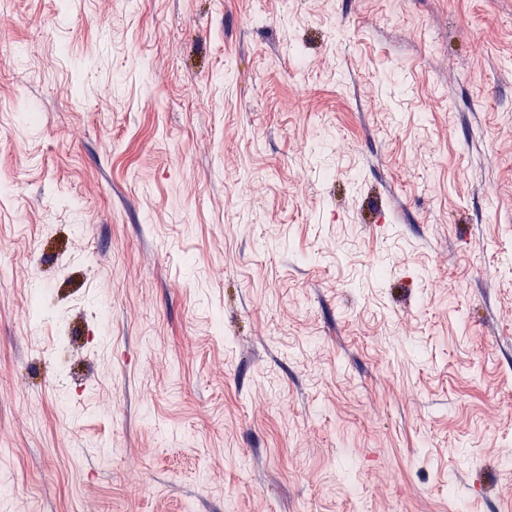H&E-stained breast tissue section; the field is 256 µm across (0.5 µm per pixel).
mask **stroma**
<instances>
[{
	"mask_svg": "<svg viewBox=\"0 0 512 512\" xmlns=\"http://www.w3.org/2000/svg\"><path fill=\"white\" fill-rule=\"evenodd\" d=\"M0 11V512H512V0Z\"/></svg>",
	"mask_w": 512,
	"mask_h": 512,
	"instance_id": "stroma-1",
	"label": "stroma"
}]
</instances>
